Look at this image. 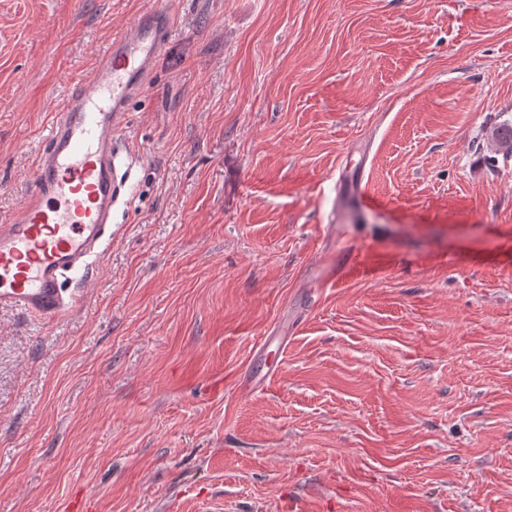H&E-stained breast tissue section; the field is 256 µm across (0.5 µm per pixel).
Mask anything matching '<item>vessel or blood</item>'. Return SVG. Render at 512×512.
<instances>
[{"label":"vessel or blood","mask_w":512,"mask_h":512,"mask_svg":"<svg viewBox=\"0 0 512 512\" xmlns=\"http://www.w3.org/2000/svg\"><path fill=\"white\" fill-rule=\"evenodd\" d=\"M173 32L165 10L140 12L54 113L34 182L17 213L0 224V309L56 319L76 308L79 292L66 280L91 269L112 238V211L126 186L117 168L119 132ZM337 184V221L346 224L365 189L344 172Z\"/></svg>","instance_id":"b4317fda"}]
</instances>
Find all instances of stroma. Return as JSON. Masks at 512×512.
Segmentation results:
<instances>
[{
  "label": "stroma",
  "mask_w": 512,
  "mask_h": 512,
  "mask_svg": "<svg viewBox=\"0 0 512 512\" xmlns=\"http://www.w3.org/2000/svg\"><path fill=\"white\" fill-rule=\"evenodd\" d=\"M149 7L112 246L0 310V512H512V0H0V223ZM336 184L339 186L336 192V221L340 224H351L353 210L364 204L365 187L362 185V178L360 176L348 179L345 166L340 169Z\"/></svg>",
  "instance_id": "1"
}]
</instances>
